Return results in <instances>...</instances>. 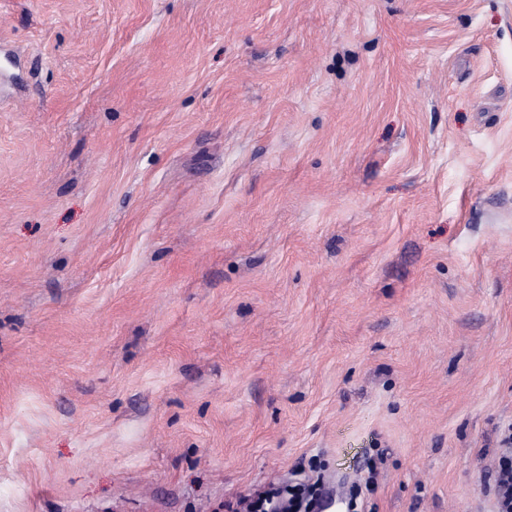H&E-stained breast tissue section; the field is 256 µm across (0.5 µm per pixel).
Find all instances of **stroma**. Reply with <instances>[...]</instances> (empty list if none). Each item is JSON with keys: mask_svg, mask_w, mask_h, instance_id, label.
<instances>
[{"mask_svg": "<svg viewBox=\"0 0 512 512\" xmlns=\"http://www.w3.org/2000/svg\"><path fill=\"white\" fill-rule=\"evenodd\" d=\"M511 425L512 0H0V512H492Z\"/></svg>", "mask_w": 512, "mask_h": 512, "instance_id": "obj_1", "label": "stroma"}]
</instances>
